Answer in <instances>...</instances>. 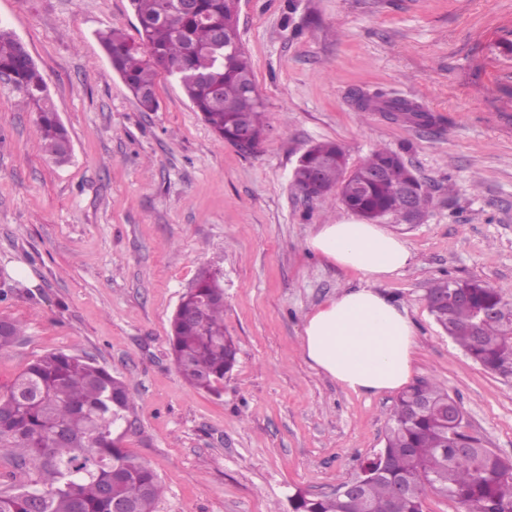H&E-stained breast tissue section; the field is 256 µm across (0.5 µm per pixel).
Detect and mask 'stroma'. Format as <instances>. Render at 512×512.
<instances>
[{
	"label": "stroma",
	"mask_w": 512,
	"mask_h": 512,
	"mask_svg": "<svg viewBox=\"0 0 512 512\" xmlns=\"http://www.w3.org/2000/svg\"><path fill=\"white\" fill-rule=\"evenodd\" d=\"M238 18L266 125L248 154L165 70L158 109L141 111L97 39H137L131 0H0L72 148L54 162L0 79V317L23 325L0 352V394L55 351L125 378L123 446L159 476L157 512H292L295 490L334 493L382 447L398 395L355 394L302 354L307 316L362 279L307 245L349 210L305 200L291 173L315 141L352 168L383 145L431 197L419 222L383 223L413 253L379 284L413 322V378L446 385L467 432L512 460V367L473 361L425 301L436 281L474 278L512 303V0H240ZM378 89L429 122L359 113L352 92ZM203 268L222 278L239 348L218 396L171 355L170 319Z\"/></svg>",
	"instance_id": "stroma-1"
}]
</instances>
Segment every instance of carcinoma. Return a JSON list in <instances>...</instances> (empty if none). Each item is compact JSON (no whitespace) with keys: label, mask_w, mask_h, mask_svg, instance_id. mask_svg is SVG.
Returning <instances> with one entry per match:
<instances>
[{"label":"carcinoma","mask_w":512,"mask_h":512,"mask_svg":"<svg viewBox=\"0 0 512 512\" xmlns=\"http://www.w3.org/2000/svg\"><path fill=\"white\" fill-rule=\"evenodd\" d=\"M140 20L136 43L111 29L100 41L112 69L141 109L155 111V69L177 78L194 111L221 142L238 146L246 127L252 133L251 150L264 134L263 104L246 97L255 84L251 62L244 51L216 46L222 29L235 40L237 11L234 0H197L191 15L177 13V0H131ZM37 109L36 126L45 152L63 162L70 139L57 112L48 102L44 80L27 49L0 27V73ZM357 109L373 104L387 112L424 118L418 108L399 98L375 94L356 97ZM293 172L292 185L307 192L309 169L318 168L324 191L320 197L339 196L350 211L370 219L395 217L394 188L411 179L401 157L387 147L374 149L361 165L347 167L345 154L332 142H317L303 154ZM381 167L385 180L360 192L357 171ZM455 288L469 289L471 305L454 303L430 309L436 323L476 362L495 371L512 363V324L502 316L485 321L480 335L473 331V308L494 307L512 313L499 293L487 283L446 280L429 290L448 296ZM20 324L0 318V350L15 344ZM171 347L176 367L193 387L219 393L224 376L237 362L238 345L224 333V288L218 276L203 270L195 286L180 299L171 321ZM455 405L439 382L408 387L390 416L384 444L377 453L387 466L368 480L353 498L349 512H389L395 490L407 489L401 512H424L431 496L449 498L466 512H512V460L469 435L463 411L454 425L446 412ZM133 409L128 383L94 360L64 351L44 354L17 376L8 393L0 396V446L12 449L16 461L36 470L38 478L14 493H0V512H32L28 490L41 492V512H113L117 501L132 512H155L162 494L157 473L117 445L118 423ZM293 512H341L335 497H311L301 490L291 496Z\"/></svg>","instance_id":"carcinoma-1"}]
</instances>
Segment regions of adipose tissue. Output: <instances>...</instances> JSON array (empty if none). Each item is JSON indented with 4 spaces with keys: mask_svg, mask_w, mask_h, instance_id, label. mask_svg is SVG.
<instances>
[{
    "mask_svg": "<svg viewBox=\"0 0 512 512\" xmlns=\"http://www.w3.org/2000/svg\"><path fill=\"white\" fill-rule=\"evenodd\" d=\"M310 248L360 274L363 286L342 291L306 319L301 347L318 372L357 394L393 392L411 381L415 330L405 308L378 288L413 260L407 242L355 217L321 225Z\"/></svg>",
    "mask_w": 512,
    "mask_h": 512,
    "instance_id": "adipose-tissue-1",
    "label": "adipose tissue"
}]
</instances>
